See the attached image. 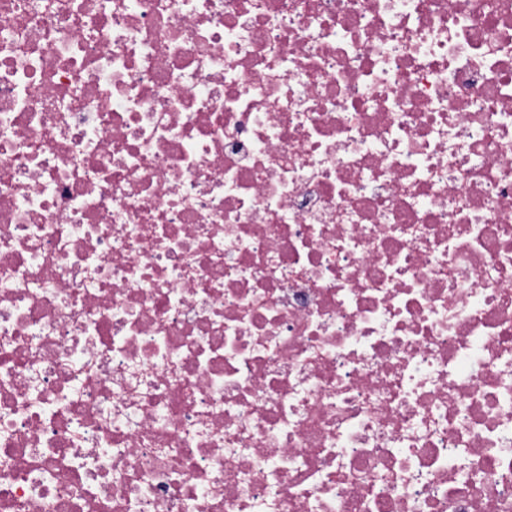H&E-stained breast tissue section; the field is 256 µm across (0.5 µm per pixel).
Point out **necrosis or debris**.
Listing matches in <instances>:
<instances>
[{"label":"necrosis or debris","mask_w":512,"mask_h":512,"mask_svg":"<svg viewBox=\"0 0 512 512\" xmlns=\"http://www.w3.org/2000/svg\"><path fill=\"white\" fill-rule=\"evenodd\" d=\"M0 512H512V0H0Z\"/></svg>","instance_id":"necrosis-or-debris-1"}]
</instances>
